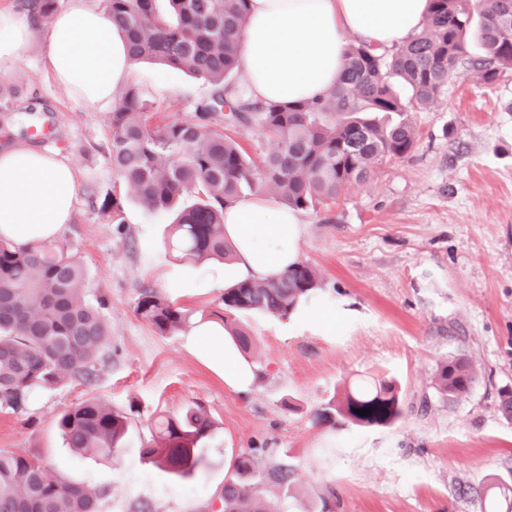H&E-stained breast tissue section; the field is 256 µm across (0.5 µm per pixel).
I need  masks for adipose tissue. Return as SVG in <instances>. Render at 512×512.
Listing matches in <instances>:
<instances>
[{
	"label": "adipose tissue",
	"instance_id": "obj_1",
	"mask_svg": "<svg viewBox=\"0 0 512 512\" xmlns=\"http://www.w3.org/2000/svg\"><path fill=\"white\" fill-rule=\"evenodd\" d=\"M428 0H250L239 55V77L248 95L288 104L315 102L341 85L348 37L378 46L405 42L424 25ZM33 33L26 21L0 8V74L23 63ZM44 63L54 81L75 98L111 105L130 78L134 62L124 37L101 11L71 6L57 10L45 37ZM77 196L74 169L31 146H0V239L18 246L55 240L72 217ZM303 232L299 210L258 194L224 210V238L234 250L217 285L264 281L299 262ZM206 362L237 388L255 370L234 357L217 323L192 330Z\"/></svg>",
	"mask_w": 512,
	"mask_h": 512
}]
</instances>
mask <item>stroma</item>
Instances as JSON below:
<instances>
[{
	"instance_id": "stroma-1",
	"label": "stroma",
	"mask_w": 512,
	"mask_h": 512,
	"mask_svg": "<svg viewBox=\"0 0 512 512\" xmlns=\"http://www.w3.org/2000/svg\"><path fill=\"white\" fill-rule=\"evenodd\" d=\"M36 27L28 58L0 77V143L58 154L77 172V203L63 242L83 264L88 296H105L111 358L89 385L64 382L34 394L28 413L0 412V448L44 459L63 477L107 489L102 512H219L232 456L255 451L252 497L271 512H489L490 484L512 486V421L498 389L512 386V74L485 85L461 72L435 106L412 112L415 149L341 192L328 210L302 214L301 262L320 277V307L336 326L240 316L259 373L245 390L225 384L188 333L157 335L135 311L149 286L189 309L217 308L218 263L187 267L162 246L169 215L123 190L125 223L93 209L112 190L111 112L72 98L43 65ZM130 84L155 103L151 124L190 121L207 80L159 63H135ZM465 355L479 380L468 396L434 389L438 360ZM394 376L426 413L391 428L321 424L317 410L345 383ZM98 397L131 420L112 461L75 456L55 418ZM201 400L215 426L209 462L178 480L145 462L150 421ZM291 482L266 473L282 456Z\"/></svg>"
}]
</instances>
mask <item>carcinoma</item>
I'll list each match as a JSON object with an SVG mask.
<instances>
[{
    "instance_id": "carcinoma-1",
    "label": "carcinoma",
    "mask_w": 512,
    "mask_h": 512,
    "mask_svg": "<svg viewBox=\"0 0 512 512\" xmlns=\"http://www.w3.org/2000/svg\"><path fill=\"white\" fill-rule=\"evenodd\" d=\"M57 0H19L35 23L50 19ZM249 0H168L173 19L161 16L156 0H107L106 14L125 37L132 60H154L206 79L210 93L194 108L195 120L151 127L154 103L135 86L112 109L109 158L116 178L154 212L171 213L165 244L175 259L196 265L226 261L224 208L259 190L289 208L319 212L340 192L370 178L384 161L413 150L416 129L409 114L436 104L448 79L471 68L487 85L512 73V0H429L419 33L391 51L361 42L346 51L343 83L336 94L294 105L255 100L229 82L235 73ZM479 22H474V15ZM477 33L485 58H471L467 33ZM410 94L401 97L393 81ZM258 129L275 149L257 164L230 129ZM196 191V201L183 203ZM99 212L125 223L123 197L105 193ZM83 265L59 242L25 247L0 241V411L23 413L37 389L69 380L89 384L110 359L105 350L108 302L85 295ZM319 289L316 269L300 262L276 279L247 280L224 289L222 308L189 310L144 287L136 314L160 336L220 320L244 352L252 337L241 315L284 318L300 298ZM477 371L463 355L440 361L434 388L453 400L469 395ZM371 410L362 416L360 410ZM409 411L397 380L379 372L349 388L317 413L319 421L341 419L354 426L393 427ZM56 426L77 454L110 459L124 448L128 416L96 397L59 413ZM213 421L198 401L160 416L142 457L175 478H193L208 465L203 441ZM255 455L241 453L224 480V512H268L249 493ZM294 465L280 462L269 477L286 483ZM103 491L62 478L41 458L0 449V512H101Z\"/></svg>"
}]
</instances>
